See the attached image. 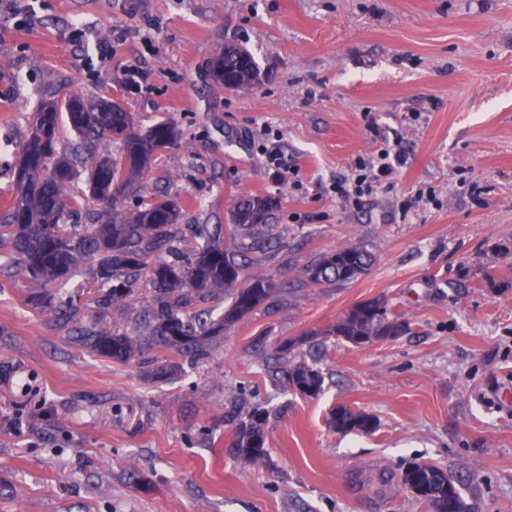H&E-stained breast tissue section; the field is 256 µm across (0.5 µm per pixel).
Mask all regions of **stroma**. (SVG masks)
Masks as SVG:
<instances>
[{
	"label": "stroma",
	"mask_w": 512,
	"mask_h": 512,
	"mask_svg": "<svg viewBox=\"0 0 512 512\" xmlns=\"http://www.w3.org/2000/svg\"><path fill=\"white\" fill-rule=\"evenodd\" d=\"M227 41L267 80L206 82ZM76 94L122 99L138 129L178 126L139 193L180 198L183 248L193 224L234 247L235 199H275L258 270L276 290L206 356L146 336L113 360L74 328L133 332L147 280L102 307L82 264L60 290L80 299L68 323L0 247V512H429L401 483L411 461L447 470L468 512H512V0H0V205L30 113ZM264 126L284 179L259 152ZM384 147L405 165L361 205L339 198L333 183ZM351 244L375 257L364 275L308 280ZM371 299L399 335H328ZM311 361L315 398L283 375ZM339 406L376 430L336 432ZM256 408L267 452L252 463L234 441Z\"/></svg>",
	"instance_id": "35a3bbf8"
}]
</instances>
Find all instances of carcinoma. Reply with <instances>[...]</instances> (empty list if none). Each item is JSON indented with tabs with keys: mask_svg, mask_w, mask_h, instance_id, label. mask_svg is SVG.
Listing matches in <instances>:
<instances>
[{
	"mask_svg": "<svg viewBox=\"0 0 512 512\" xmlns=\"http://www.w3.org/2000/svg\"><path fill=\"white\" fill-rule=\"evenodd\" d=\"M207 76L224 89H246L263 80L253 54L245 47L227 43L214 49ZM67 121L81 144L120 147L96 155L88 150L82 157L87 172L85 194L71 191L76 177L73 156L57 150L56 135L61 121ZM181 133L171 121H159L145 131L135 130L131 113L110 97L75 95L62 103L51 101L30 114L29 131L16 168L13 197L0 211V246L10 248L17 272L29 277L39 288L68 281L85 262L96 264L105 293L104 304L126 300L140 276L148 277L154 295L145 328L159 343L176 350L207 348L221 327L242 319L261 306L276 285L267 277L244 276L247 265L258 263L260 241L271 227L272 202L262 196L242 195L229 216V232L240 239L237 250L224 242L206 224L193 229L197 244L169 262L164 255L178 251L177 221L181 206L171 196H153L127 208L121 198H108L115 188L127 192L144 178L158 154L180 147ZM105 209L101 224H73L75 211L88 204ZM373 262V256L357 245L322 256L308 268L309 281L343 284L357 279ZM215 290L231 292L232 299L217 323L204 312L191 311L196 299ZM401 324L389 318L385 306L374 300L356 304L336 321L327 333L353 345L368 344L399 333ZM81 342L96 354L127 360L137 350L135 336L108 331L82 330ZM288 387L296 392L322 391L323 377L310 364L288 368ZM264 412L255 410L249 421L239 424L236 448L249 461L263 459L265 435L261 429ZM338 432L369 434L376 430L375 416L364 411L336 408L330 417ZM408 489L418 488L416 497L431 512H467L451 475L442 468L410 462L402 474Z\"/></svg>",
	"mask_w": 512,
	"mask_h": 512,
	"instance_id": "1",
	"label": "carcinoma"
}]
</instances>
